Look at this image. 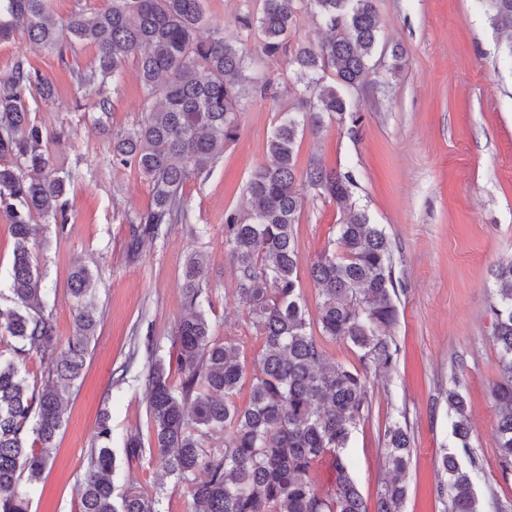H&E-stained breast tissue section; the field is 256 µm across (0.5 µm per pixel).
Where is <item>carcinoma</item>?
Returning <instances> with one entry per match:
<instances>
[{"mask_svg":"<svg viewBox=\"0 0 512 512\" xmlns=\"http://www.w3.org/2000/svg\"><path fill=\"white\" fill-rule=\"evenodd\" d=\"M203 0H112L106 10H75L57 21L50 0H0V43L23 31L32 48L55 52L61 61L82 45L97 48L96 64L73 70L80 88L95 92L94 107L106 115L110 99L103 90L122 74L134 56L145 91V118L112 137V165L133 167L148 181L152 205L133 229L131 251L145 236L156 238L165 224L188 220L184 185L207 175L238 131V116L250 95L270 96L271 85L248 74L253 59L206 23ZM243 0L239 15L247 30L262 35L261 53L287 51L288 38L302 11L310 12L328 36L316 45L299 46L293 92L308 111L282 112L267 144V161L246 185L250 208L225 219L224 241L237 263V295L263 348L251 376L250 397L240 408L235 397L245 378L236 345L216 343L200 282L203 261L196 255L184 265L187 313L173 334L181 374L171 384L165 364L154 358L145 339L148 369L144 377L155 444L165 473L186 483L189 512H368L351 474L348 453L352 432L369 409L371 371L390 370L396 348L388 330L396 320L397 288L391 242L368 214L347 208L336 225L334 247L311 265L321 303L310 318L298 288L293 246L294 225L303 206V190L312 189L339 204L355 187L352 172L309 162L297 174L298 134L319 133L328 120L359 127L362 115L354 92L366 85L370 62L379 48V18L373 0ZM491 23L508 33L503 54L512 61V0H484ZM45 102L54 96L50 78L20 56L0 77V210L10 218L15 238L10 273L11 304H0V331L15 345L0 352V512H28L19 481L37 480L52 464V448L66 408L59 388L81 374L97 317L92 306L77 308L75 334L60 346L52 314L42 296V275L31 260V222L38 215L56 224L67 221V182L71 175L52 173L53 162L42 128L29 118L27 96ZM496 301L492 307L494 341L501 352V378L493 388L500 406L494 434L503 472H512V260L491 270ZM93 274L79 267L71 275V295L86 297ZM349 344L360 366L332 363L314 336ZM47 359L51 369L38 391L29 389L26 363ZM456 449H442L448 479L436 493L444 512H477L474 461L463 468L458 450L469 453L470 426L465 397L448 391ZM112 437L102 418L99 439L87 457L77 486L80 512H158L155 498L129 486L116 492ZM383 482L376 512H402L411 460L407 424L394 419L385 427ZM333 458L336 486L318 490L314 465ZM205 477L196 480L198 472Z\"/></svg>","mask_w":512,"mask_h":512,"instance_id":"cac0c4a2","label":"carcinoma"}]
</instances>
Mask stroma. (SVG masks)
Returning a JSON list of instances; mask_svg holds the SVG:
<instances>
[{"label": "stroma", "instance_id": "stroma-1", "mask_svg": "<svg viewBox=\"0 0 512 512\" xmlns=\"http://www.w3.org/2000/svg\"><path fill=\"white\" fill-rule=\"evenodd\" d=\"M380 43L400 48L401 61L375 56L367 87L356 95L363 116L357 130L327 122L319 135H300L298 169L310 160L352 171V203L366 210L393 246L397 317L391 330L398 352L394 368L369 384V414L350 442L353 476L375 512L384 467L383 433L405 414L413 436L408 496L403 512H442L435 487L440 454L452 447L448 392L468 401L470 448L481 471L480 512H512V475H505L494 445L498 410L492 388L501 374L490 307L491 267L512 258V66L500 53L507 41L488 20L481 0H374ZM210 25L255 57L254 74L280 87L277 98H251L239 116L236 138L224 146L213 171L183 187L189 221L144 238L129 253L132 223L152 203L150 187L133 168L114 167L111 140L144 117L138 61L128 58L110 95L106 129L93 101L77 88L57 54L31 49L24 34L0 43V73L19 56L55 87L51 104L29 102L31 120L53 134L50 151L70 171L65 227L34 218L29 243L52 309L60 344L74 333L76 299L69 290L76 266L96 277L92 298L100 319L81 378L64 396L65 423L54 461L40 481L21 482L29 512H78L76 486L87 455L100 444L98 426L108 417L116 458L114 483L135 486L158 499L159 512H188L187 484L166 475L154 455L129 457L127 436L154 443V422L143 382H116L114 372L145 334H152L171 383L180 373L170 354L172 335L186 311L181 291L186 257L204 261L203 295L210 302L212 338L232 340L246 369L263 346L246 320L236 293V265L224 242V216L248 206L245 186L265 162L279 113L302 106L288 93L294 74L289 55H262L257 30L239 22L240 0H204ZM344 216L335 201L307 191L294 226L299 287L309 313L320 291L309 275L313 261L335 237Z\"/></svg>", "mask_w": 512, "mask_h": 512}]
</instances>
